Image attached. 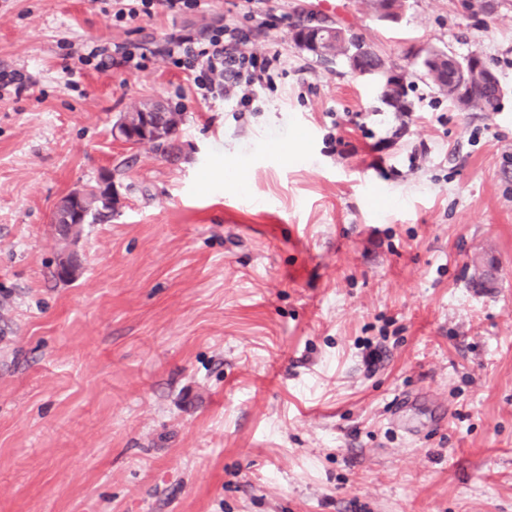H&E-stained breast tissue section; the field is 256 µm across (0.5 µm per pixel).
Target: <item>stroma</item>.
<instances>
[{"instance_id": "1", "label": "stroma", "mask_w": 512, "mask_h": 512, "mask_svg": "<svg viewBox=\"0 0 512 512\" xmlns=\"http://www.w3.org/2000/svg\"><path fill=\"white\" fill-rule=\"evenodd\" d=\"M116 9L0 0V72L27 78L0 86V512H512V0ZM310 9L406 73L407 122L295 46ZM253 10L286 61L255 111L153 54ZM116 43L144 68L84 61ZM414 45L479 54L498 111L458 110ZM155 99L173 159L112 137ZM104 175L112 216L66 246L56 204Z\"/></svg>"}]
</instances>
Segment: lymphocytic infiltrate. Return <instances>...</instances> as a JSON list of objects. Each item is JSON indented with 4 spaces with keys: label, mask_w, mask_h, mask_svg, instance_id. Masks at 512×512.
<instances>
[{
    "label": "lymphocytic infiltrate",
    "mask_w": 512,
    "mask_h": 512,
    "mask_svg": "<svg viewBox=\"0 0 512 512\" xmlns=\"http://www.w3.org/2000/svg\"><path fill=\"white\" fill-rule=\"evenodd\" d=\"M251 30L216 21L199 35L168 34L162 55L188 71L202 100H221L241 112L256 101L272 73L283 64L281 52H249Z\"/></svg>",
    "instance_id": "1"
}]
</instances>
